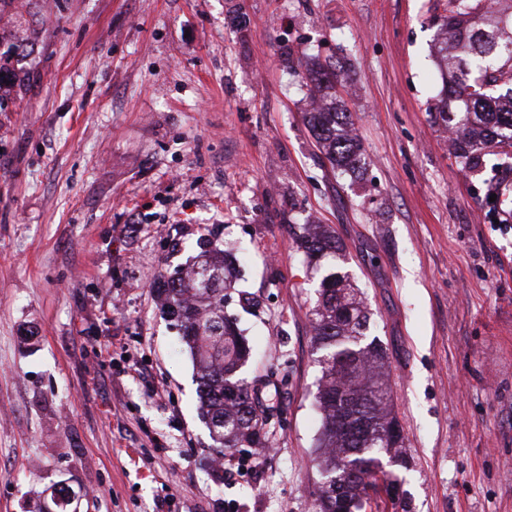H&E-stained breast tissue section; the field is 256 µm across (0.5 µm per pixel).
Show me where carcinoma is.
<instances>
[{"label":"carcinoma","mask_w":512,"mask_h":512,"mask_svg":"<svg viewBox=\"0 0 512 512\" xmlns=\"http://www.w3.org/2000/svg\"><path fill=\"white\" fill-rule=\"evenodd\" d=\"M442 27L450 39L467 49L465 57L443 56L450 79L441 91L438 119L454 134L456 157L472 162L470 149L481 139L497 149L512 146V95L493 96L490 87L512 84V11L491 15L483 0H448ZM308 79L317 91L332 88L324 69L314 65ZM26 89L25 76L8 68L0 55V90ZM309 131L336 171H355L365 158L349 113L336 99L316 104L305 113ZM307 257L342 256L343 244L320 224H306L299 235ZM197 262L185 275L153 283L161 311L175 322L195 364L199 412L217 454L236 448H265L258 416L270 409L241 377L251 347L236 317L224 314L225 290L238 280L224 249L210 240L199 243ZM313 340L321 357L317 393L320 427L316 438L318 466L336 472L343 460L357 471L355 479L333 496L319 487L318 512H349L361 497L372 469L381 457L404 462L398 433L382 442L380 433L399 421L392 410L387 355L380 340L366 335L369 315L349 276L341 271L323 276L312 309Z\"/></svg>","instance_id":"1"}]
</instances>
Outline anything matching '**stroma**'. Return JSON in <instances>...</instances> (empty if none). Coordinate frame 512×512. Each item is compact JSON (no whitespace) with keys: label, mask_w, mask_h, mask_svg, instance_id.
Here are the masks:
<instances>
[{"label":"stroma","mask_w":512,"mask_h":512,"mask_svg":"<svg viewBox=\"0 0 512 512\" xmlns=\"http://www.w3.org/2000/svg\"><path fill=\"white\" fill-rule=\"evenodd\" d=\"M446 0H14L0 112V512H316L325 224L388 352L411 512H512V169L437 120ZM247 19L238 28L234 15ZM328 65L366 159L304 120ZM239 255L248 381L282 389L258 469L212 466L152 281L203 236ZM303 226L299 241L307 258L323 256L340 258L343 256V244L333 232L322 224H304Z\"/></svg>","instance_id":"obj_1"}]
</instances>
